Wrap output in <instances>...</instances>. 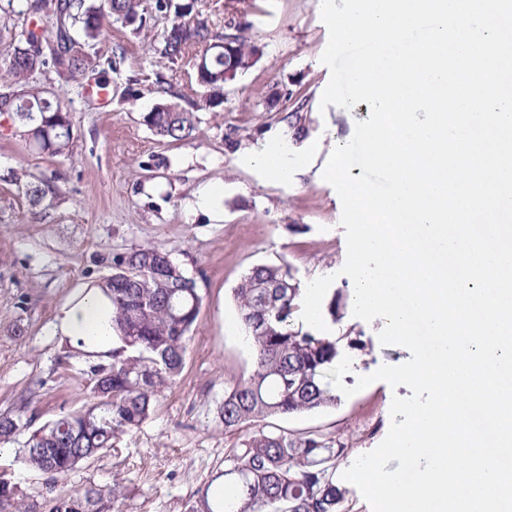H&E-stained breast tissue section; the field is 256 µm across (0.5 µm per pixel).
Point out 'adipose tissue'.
<instances>
[{
  "label": "adipose tissue",
  "mask_w": 512,
  "mask_h": 512,
  "mask_svg": "<svg viewBox=\"0 0 512 512\" xmlns=\"http://www.w3.org/2000/svg\"><path fill=\"white\" fill-rule=\"evenodd\" d=\"M52 331L86 352L106 354L117 344L112 330V304L95 285L80 288L60 307Z\"/></svg>",
  "instance_id": "1"
}]
</instances>
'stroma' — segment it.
<instances>
[{
	"label": "stroma",
	"mask_w": 512,
	"mask_h": 512,
	"mask_svg": "<svg viewBox=\"0 0 512 512\" xmlns=\"http://www.w3.org/2000/svg\"><path fill=\"white\" fill-rule=\"evenodd\" d=\"M201 10L219 32L232 19L250 22L260 59L225 84L223 110L196 109L193 139L160 140L141 118L157 99L158 77L176 92L188 91L190 66L168 65L156 50L163 18L139 33L113 25L101 48L122 59L105 77L109 105L54 70L38 75L71 109V154L40 153L22 127L0 117V414L22 415L35 430L89 402L90 368L108 355L59 341L49 327L80 286L109 277L131 251L164 245L202 298L181 374L138 429L118 433L116 450L58 479L29 467L17 442H0V471L44 506L76 490L116 484L121 494L112 512H189L198 489L223 471L226 449L246 437L225 431L220 407L225 389L252 370L233 290L253 266L287 265L301 284L336 274L328 294L340 307L325 321L340 355L352 359L346 386L411 357L404 347L380 344L382 319L353 316L350 279L340 273L342 204L321 171L330 151L351 140L356 122L369 118L370 106L320 104L330 79L321 61L329 39L321 0H202ZM294 111L302 116L297 127L288 119ZM276 141L287 143L288 165L297 171L285 183L246 162L247 153ZM50 177L57 199L32 207L22 182ZM208 183L224 187L217 218L187 208ZM349 336L359 348L349 349ZM409 394L406 386L377 381L353 396L337 395L334 406L275 425L294 438L319 432L347 444L343 471L384 440L393 396Z\"/></svg>",
	"instance_id": "1"
}]
</instances>
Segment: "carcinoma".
I'll return each mask as SVG.
<instances>
[{
  "instance_id": "cac0c4a2",
  "label": "carcinoma",
  "mask_w": 512,
  "mask_h": 512,
  "mask_svg": "<svg viewBox=\"0 0 512 512\" xmlns=\"http://www.w3.org/2000/svg\"><path fill=\"white\" fill-rule=\"evenodd\" d=\"M199 0H25L18 14L20 29L11 34L0 52V97L17 101L15 117L26 126L25 135L42 153L56 157L70 152L72 123L68 105L34 80L53 68L67 80L79 81L101 67L100 44L114 23L142 31L161 14L169 24L157 51L175 65L192 66L191 90L202 105H224V84L254 66L259 49L248 39L247 22L229 21L224 32H213L208 21L194 23L186 17L199 12ZM52 12L55 30L45 33L36 22ZM142 122L156 136L186 140L196 131L194 112L161 99L142 115ZM30 205L55 200L57 188L48 179L22 186ZM170 255L162 245L138 248L122 257L106 282L112 302V327L122 346L112 350V364L90 367L101 374L112 402L83 406L37 429L38 441L24 442L25 462L32 468L64 477L80 462L114 447L118 431L140 427L150 416L158 396L182 371L189 333L196 325L202 299L194 280L184 273L161 276L152 264ZM288 275L280 265H257L235 289L239 319L251 341L253 369L249 377L224 392L221 416L224 430L232 432L245 423L254 431L240 446L224 456V481L230 490L220 500L203 489L191 512H340L345 490L336 484L337 463L348 452L334 448L322 436L292 438L271 420L311 412L333 405L336 395L326 374L338 356L337 341L294 329L300 286L276 284ZM30 425L21 416L0 417V441L12 440ZM116 489L88 488L54 501L49 512H67L64 501H83L88 512H111ZM0 504V512H41L27 503L20 491Z\"/></svg>"
}]
</instances>
